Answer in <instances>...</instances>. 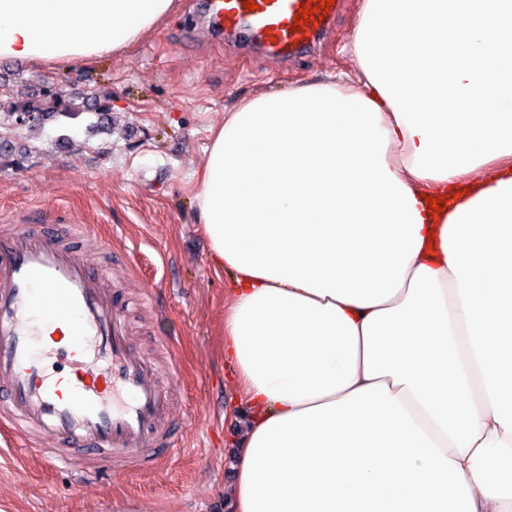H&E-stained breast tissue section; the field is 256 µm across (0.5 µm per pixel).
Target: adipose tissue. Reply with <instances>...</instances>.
Returning a JSON list of instances; mask_svg holds the SVG:
<instances>
[{
    "label": "adipose tissue",
    "instance_id": "adipose-tissue-1",
    "mask_svg": "<svg viewBox=\"0 0 512 512\" xmlns=\"http://www.w3.org/2000/svg\"><path fill=\"white\" fill-rule=\"evenodd\" d=\"M172 4L0 0V60L118 52ZM345 50L356 83L241 100L195 180L248 420L224 500L512 512V0H357Z\"/></svg>",
    "mask_w": 512,
    "mask_h": 512
}]
</instances>
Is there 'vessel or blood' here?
Segmentation results:
<instances>
[{
  "instance_id": "vessel-or-blood-1",
  "label": "vessel or blood",
  "mask_w": 512,
  "mask_h": 512,
  "mask_svg": "<svg viewBox=\"0 0 512 512\" xmlns=\"http://www.w3.org/2000/svg\"><path fill=\"white\" fill-rule=\"evenodd\" d=\"M209 0L210 22L225 36L267 54L310 53L338 13L315 30H292L303 0ZM67 320L71 342L45 341L41 325ZM115 284L65 241L60 224H16L0 231V424L41 456L91 471L142 469L170 455L177 436L165 364L130 338Z\"/></svg>"
}]
</instances>
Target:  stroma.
<instances>
[{
    "label": "stroma",
    "instance_id": "obj_1",
    "mask_svg": "<svg viewBox=\"0 0 512 512\" xmlns=\"http://www.w3.org/2000/svg\"><path fill=\"white\" fill-rule=\"evenodd\" d=\"M356 0L341 9L315 53L286 61L251 56L208 27L207 0H175V11L132 49L54 66L0 61V225L34 214L89 225L103 243L96 260L123 257L125 290L155 289L162 313L131 319L147 343L173 345L179 379L170 387L179 458L143 470L116 468L78 479L18 447L0 452V512H225L224 368L228 275L209 262L194 178L212 132L242 97L285 92L347 70L342 48ZM112 98V130L96 117L36 126L10 118L43 83ZM69 143H62V136Z\"/></svg>",
    "mask_w": 512,
    "mask_h": 512
}]
</instances>
